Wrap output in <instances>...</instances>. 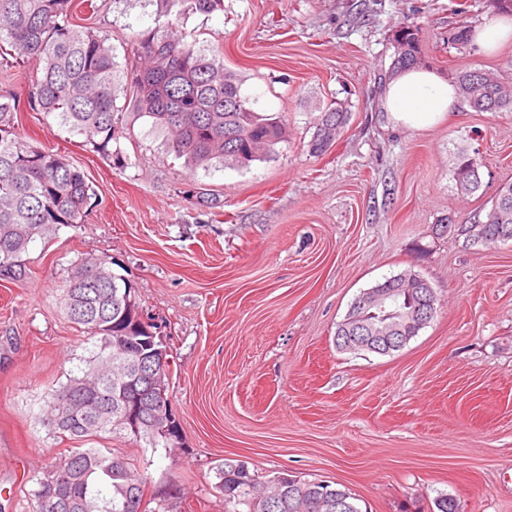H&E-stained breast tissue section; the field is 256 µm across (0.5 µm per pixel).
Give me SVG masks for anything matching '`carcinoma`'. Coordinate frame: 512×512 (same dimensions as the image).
I'll list each match as a JSON object with an SVG mask.
<instances>
[{
  "label": "carcinoma",
  "mask_w": 512,
  "mask_h": 512,
  "mask_svg": "<svg viewBox=\"0 0 512 512\" xmlns=\"http://www.w3.org/2000/svg\"><path fill=\"white\" fill-rule=\"evenodd\" d=\"M75 0H0V51L17 61L34 59L41 65L31 77L26 102L10 92L0 93V279L20 281L29 272L27 256L38 240H50L62 226L84 224L92 210L95 192L70 160L17 135L18 114L31 110L58 120L83 138L91 151L113 164L124 166L120 149H112L121 135L116 105L119 94H128L137 115L151 128L164 133L168 150L185 160L188 170L216 164L245 167L270 160L285 140L280 117L263 114L256 101L241 93L237 75L224 68L220 55L197 47L190 32L173 34L158 29L136 39L130 68L119 72L107 33L73 22ZM400 51L394 54L391 72L421 62L418 28L403 26L396 35ZM460 99L475 112H512V86L488 71L465 70L456 74ZM348 120V113L328 107L316 117L309 143L314 154L326 152ZM452 178L460 193L470 195L481 187L480 163L467 150L457 152ZM474 237L490 245L512 232V182L498 188L485 218L473 216ZM123 282L112 271V262L85 258L65 281L61 304L69 320L91 339L89 356L82 360L81 375H71L45 401V419L56 418L54 433L60 439L91 441L105 434L122 435L112 427L113 407L119 395L136 389L153 409L169 405L168 397L154 394L131 375L126 386L112 382L115 364L125 359L123 337L148 336L147 327L135 321L134 295L124 298L112 283ZM401 288L414 301L423 297L426 280L405 271L377 284ZM84 383L99 402V410L84 408L75 399V388ZM71 479L64 495L71 512H132L126 503L146 496L145 474L123 456L100 448H75L60 463ZM54 470L32 476L33 512H49L43 498L51 489ZM215 488L224 497L227 512H293V497L305 492L303 512H362L356 498L341 484L330 500L314 480L287 470L270 481L281 485L270 506L255 510L249 488L259 476L248 463L226 459L217 469Z\"/></svg>",
  "instance_id": "obj_1"
}]
</instances>
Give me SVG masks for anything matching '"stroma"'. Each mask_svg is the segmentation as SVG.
Segmentation results:
<instances>
[{
	"label": "stroma",
	"mask_w": 512,
	"mask_h": 512,
	"mask_svg": "<svg viewBox=\"0 0 512 512\" xmlns=\"http://www.w3.org/2000/svg\"><path fill=\"white\" fill-rule=\"evenodd\" d=\"M97 4L75 21L108 31L126 65L160 6ZM496 15L488 0H224L208 15L182 0L170 28L221 50L243 94L287 126L276 158L245 168L186 171L129 103L121 167L20 113L18 135L66 155L97 200L87 224L31 247L27 279L0 280V512H32L30 475L74 446L42 407L88 355L58 304L88 256L116 260L162 326L183 448L172 458L124 435L99 445L144 470L151 493L171 489L172 512H224L215 472L228 457L263 481L285 469L342 484L362 512H433L442 494L457 512H512V242L441 226L486 213L512 181V112L462 105L410 131L381 105L398 26L418 28L423 66L444 77L512 81V41L488 55L448 42L450 28ZM336 105L349 115L340 138L311 153L315 116ZM462 148L482 163L471 195L452 178ZM406 270L434 288V319L389 355L338 350L354 299Z\"/></svg>",
	"instance_id": "35a3bbf8"
}]
</instances>
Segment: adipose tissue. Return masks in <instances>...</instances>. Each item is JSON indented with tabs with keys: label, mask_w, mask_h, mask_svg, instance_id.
I'll return each mask as SVG.
<instances>
[{
	"label": "adipose tissue",
	"mask_w": 512,
	"mask_h": 512,
	"mask_svg": "<svg viewBox=\"0 0 512 512\" xmlns=\"http://www.w3.org/2000/svg\"><path fill=\"white\" fill-rule=\"evenodd\" d=\"M382 104L396 125L422 130L443 120L459 100L452 80L418 68L394 75L384 88Z\"/></svg>",
	"instance_id": "1"
}]
</instances>
